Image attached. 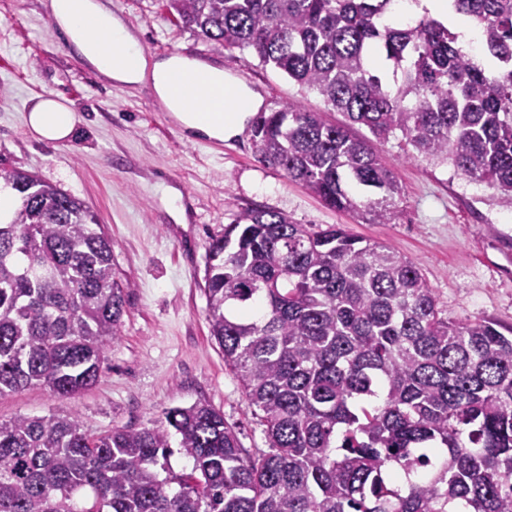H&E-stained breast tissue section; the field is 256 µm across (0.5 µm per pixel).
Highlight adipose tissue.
<instances>
[{
	"mask_svg": "<svg viewBox=\"0 0 512 512\" xmlns=\"http://www.w3.org/2000/svg\"><path fill=\"white\" fill-rule=\"evenodd\" d=\"M51 11L74 52L101 75L127 85L151 78L159 100L189 133L224 140L251 109L249 98L222 69L182 56L147 63L134 34L103 0H51ZM26 123L39 139L58 143L72 136L76 114L59 99L41 98Z\"/></svg>",
	"mask_w": 512,
	"mask_h": 512,
	"instance_id": "1",
	"label": "adipose tissue"
}]
</instances>
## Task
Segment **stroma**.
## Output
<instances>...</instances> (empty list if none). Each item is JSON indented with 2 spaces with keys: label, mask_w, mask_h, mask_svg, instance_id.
<instances>
[{
  "label": "stroma",
  "mask_w": 512,
  "mask_h": 512,
  "mask_svg": "<svg viewBox=\"0 0 512 512\" xmlns=\"http://www.w3.org/2000/svg\"><path fill=\"white\" fill-rule=\"evenodd\" d=\"M51 0H0V167L37 174L85 201L113 242L112 273L126 287L121 333L98 382L61 398L30 387L0 396V419L50 413L102 433L164 425V413L197 402L236 428L243 448L265 449L236 372L211 338L203 291L211 240L241 211L267 207L312 228L342 224L410 260L449 322L489 319L512 327V209L452 166L408 158L401 134L375 142L402 186L396 217L372 224L325 206L299 183L259 163L250 127L223 142L187 135L150 82L119 85L70 48ZM147 62L173 54L210 58L262 111L290 104L345 123L343 113L237 49L215 48L187 29L165 0H105ZM40 96L74 104L72 139L50 143L24 117ZM180 208H167L169 194Z\"/></svg>",
  "instance_id": "35a3bbf8"
}]
</instances>
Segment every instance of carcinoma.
I'll use <instances>...</instances> for the list:
<instances>
[{
    "label": "carcinoma",
    "instance_id": "1",
    "mask_svg": "<svg viewBox=\"0 0 512 512\" xmlns=\"http://www.w3.org/2000/svg\"><path fill=\"white\" fill-rule=\"evenodd\" d=\"M202 40L248 49L378 140L485 183L512 206V0H451L487 21L488 71L427 14L391 0H167ZM392 80L369 68L375 54ZM258 162L325 205L390 224L402 187L367 138L288 104L253 120ZM0 395L95 384L121 333L112 240L83 201L0 168ZM210 335L260 417L251 455L208 404L159 428L92 434L76 417L0 419V512H512V328L450 323L389 246L332 224L242 211L209 245ZM177 449H172V442ZM192 462L176 473L170 457Z\"/></svg>",
    "mask_w": 512,
    "mask_h": 512
}]
</instances>
